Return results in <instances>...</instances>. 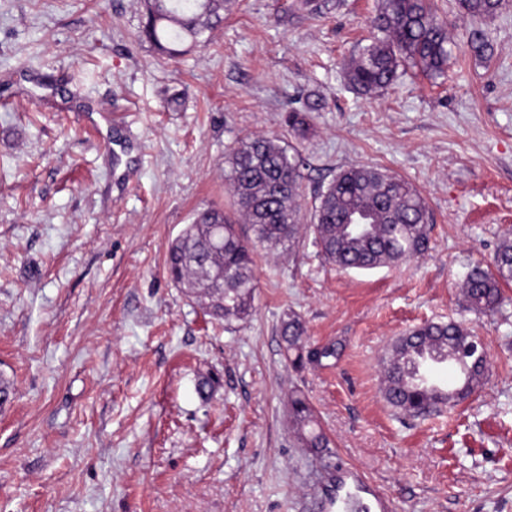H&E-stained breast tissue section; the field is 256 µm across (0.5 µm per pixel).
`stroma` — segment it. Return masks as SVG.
<instances>
[{
    "label": "stroma",
    "instance_id": "obj_1",
    "mask_svg": "<svg viewBox=\"0 0 512 512\" xmlns=\"http://www.w3.org/2000/svg\"><path fill=\"white\" fill-rule=\"evenodd\" d=\"M320 2L227 0L208 44L167 60L139 37L140 0H0V512H321L341 464L395 512H512V284L481 315L459 288L512 238V8L483 23L430 0L450 23L447 80L409 69L366 99L341 65L379 0ZM477 27L485 62L466 43ZM316 98L297 143L305 208L340 169L380 166L424 197L429 248L367 271L309 236L258 251L253 317L215 322L170 282L169 244L196 210L232 211L227 150L287 137ZM287 310L334 355L294 369ZM428 321L462 322L489 367L410 424L382 362ZM294 390L327 450L302 447ZM321 108L320 101H307L303 110L289 111L286 117L289 134L297 140H304L311 133V112H318Z\"/></svg>",
    "mask_w": 512,
    "mask_h": 512
}]
</instances>
